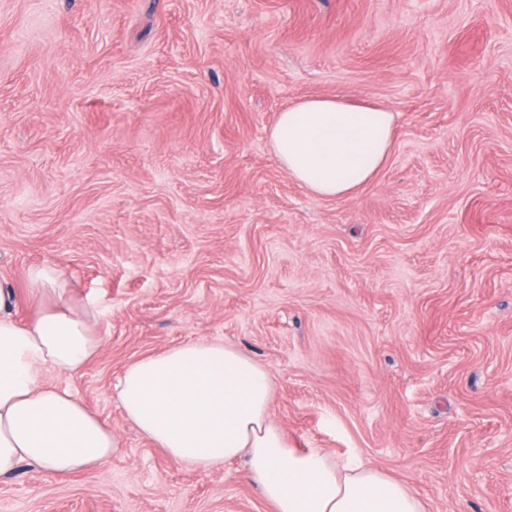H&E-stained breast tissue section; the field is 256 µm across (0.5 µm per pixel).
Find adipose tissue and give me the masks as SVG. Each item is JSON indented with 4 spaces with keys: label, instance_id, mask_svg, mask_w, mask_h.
Returning <instances> with one entry per match:
<instances>
[{
    "label": "adipose tissue",
    "instance_id": "1",
    "mask_svg": "<svg viewBox=\"0 0 512 512\" xmlns=\"http://www.w3.org/2000/svg\"><path fill=\"white\" fill-rule=\"evenodd\" d=\"M395 137L394 112L334 97L294 101L269 130L289 177L327 199L373 182ZM26 279L46 301L28 322L13 317V291L0 286V477L25 465L51 475L101 466L115 434L52 381L99 351L91 307H76L56 265L30 266ZM115 397L126 420L175 463L214 471L243 460L273 512H427L417 490L376 466L292 446L270 419L269 372L224 342H183L135 360Z\"/></svg>",
    "mask_w": 512,
    "mask_h": 512
}]
</instances>
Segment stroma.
<instances>
[{
  "label": "stroma",
  "instance_id": "stroma-1",
  "mask_svg": "<svg viewBox=\"0 0 512 512\" xmlns=\"http://www.w3.org/2000/svg\"><path fill=\"white\" fill-rule=\"evenodd\" d=\"M311 96L396 115L355 196L271 150ZM42 262L102 339L53 381L118 445L0 479V512H272L242 463L172 462L114 396L200 339L269 370L295 447L428 512H512V0H0V284Z\"/></svg>",
  "mask_w": 512,
  "mask_h": 512
}]
</instances>
